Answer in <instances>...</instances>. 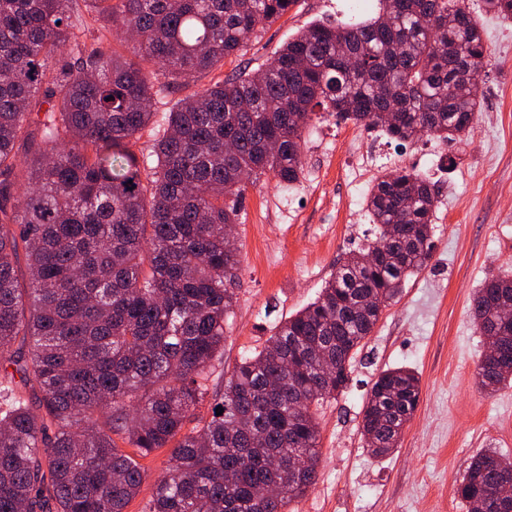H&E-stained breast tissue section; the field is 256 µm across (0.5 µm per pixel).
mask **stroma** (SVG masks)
Listing matches in <instances>:
<instances>
[{
	"label": "stroma",
	"instance_id": "1",
	"mask_svg": "<svg viewBox=\"0 0 512 512\" xmlns=\"http://www.w3.org/2000/svg\"><path fill=\"white\" fill-rule=\"evenodd\" d=\"M374 10L373 0H298L197 85L266 65L316 20L358 21ZM481 23L488 48L481 109L462 140L444 145L425 136L401 148L328 116L304 133L300 181L288 189L266 179L241 204L240 285L224 350L209 370L213 394L241 356L265 345L273 321L307 306L339 261L373 241L363 200L376 176L407 168L439 192L430 262L384 310L357 353L347 392L324 402L318 479L294 512H467L454 489L473 457L487 448L512 457V385L488 394L475 380L486 344L471 300L485 279L512 269V19ZM365 149L372 166L352 173ZM401 365L418 374L420 403L398 448L377 458L361 435L363 404L373 377Z\"/></svg>",
	"mask_w": 512,
	"mask_h": 512
}]
</instances>
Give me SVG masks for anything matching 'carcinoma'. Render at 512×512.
<instances>
[{"instance_id":"1","label":"carcinoma","mask_w":512,"mask_h":512,"mask_svg":"<svg viewBox=\"0 0 512 512\" xmlns=\"http://www.w3.org/2000/svg\"><path fill=\"white\" fill-rule=\"evenodd\" d=\"M295 2L84 0L134 37L127 58L87 39L73 0H0V512H124L146 477L138 458L158 448L170 465L143 512H288L316 483L318 410L345 393L383 309L427 267L438 191L408 169L376 177L375 240L233 367L222 415L186 432L236 300L226 229L262 177L300 179L318 107L398 145L468 134L487 48L467 0H376L373 16L313 23L266 66L180 99L144 167L133 145L154 96L240 52ZM483 11L512 19V0ZM505 299L509 273L472 300L477 330L501 348L477 366L490 393L512 383ZM9 365L37 383V406L16 395ZM420 395L406 366L374 378L361 420L373 456L398 447ZM291 456L307 468L288 470ZM506 475L512 459L486 449L456 494L484 512L512 500Z\"/></svg>"}]
</instances>
